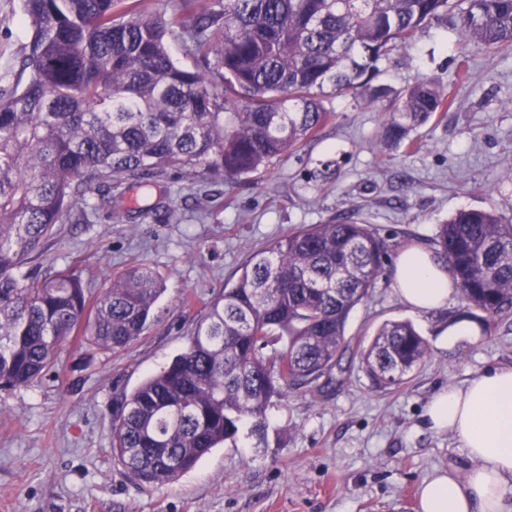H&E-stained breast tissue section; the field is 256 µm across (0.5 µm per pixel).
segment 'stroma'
Instances as JSON below:
<instances>
[{
    "label": "stroma",
    "mask_w": 512,
    "mask_h": 512,
    "mask_svg": "<svg viewBox=\"0 0 512 512\" xmlns=\"http://www.w3.org/2000/svg\"><path fill=\"white\" fill-rule=\"evenodd\" d=\"M457 13L405 46L373 81L374 92L326 99L334 117L299 149L231 183L177 173L120 198L89 223L56 225L39 275L80 272L92 294L134 265L155 269L164 291L153 319L126 349L66 344L54 370L31 387L0 390V512H419L420 483L436 470L464 476L459 443L428 428L440 390L512 366V317L491 332L439 346V329L462 306L424 314L407 306L386 268L350 313L345 335L366 346L391 320L411 321L430 353L394 390L376 388L350 363L338 383L289 392L269 413L280 440L215 448L167 485L131 477L112 454V403L182 353L209 300L233 284L254 252L307 224L356 210L385 238L389 256L429 244L457 210L512 217V54L467 49L472 78L456 80ZM30 38L19 0H0V92L12 89ZM429 78L455 99L418 128L415 147L386 145L397 96Z\"/></svg>",
    "instance_id": "obj_1"
}]
</instances>
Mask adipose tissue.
I'll return each mask as SVG.
<instances>
[{"instance_id":"adipose-tissue-1","label":"adipose tissue","mask_w":512,"mask_h":512,"mask_svg":"<svg viewBox=\"0 0 512 512\" xmlns=\"http://www.w3.org/2000/svg\"><path fill=\"white\" fill-rule=\"evenodd\" d=\"M394 287L403 302L422 313L444 309L456 292L447 265L419 244L399 251ZM425 418L431 429L453 435L471 467L462 479L450 470L425 479L420 512H512V368L439 391Z\"/></svg>"}]
</instances>
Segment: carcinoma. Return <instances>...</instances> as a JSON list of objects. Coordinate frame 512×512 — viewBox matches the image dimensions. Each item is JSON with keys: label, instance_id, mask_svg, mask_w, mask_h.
I'll list each match as a JSON object with an SVG mask.
<instances>
[{"label": "carcinoma", "instance_id": "cac0c4a2", "mask_svg": "<svg viewBox=\"0 0 512 512\" xmlns=\"http://www.w3.org/2000/svg\"><path fill=\"white\" fill-rule=\"evenodd\" d=\"M22 0L30 30L12 91L0 93V389L30 387L67 342L119 351L147 329L163 289L138 265L96 298L82 278L39 279L32 263L79 203L112 207V191L168 171L230 181L268 167L325 127L335 95L369 88L430 24L459 8V41L512 51V0ZM179 39L196 61L171 56ZM454 104L430 79L410 86L384 138L411 142ZM432 248L450 268L461 316L488 331L512 311V218L460 210ZM386 240L351 216L299 228L252 255L207 305L186 350L112 407V452L143 483L162 485L244 427L269 446L268 412L287 391L333 382L350 347L345 324L387 262ZM427 340L408 321L382 324L360 360L398 388Z\"/></svg>", "mask_w": 512, "mask_h": 512}]
</instances>
